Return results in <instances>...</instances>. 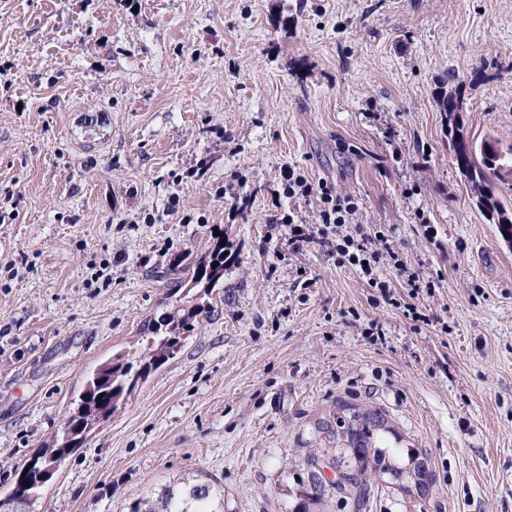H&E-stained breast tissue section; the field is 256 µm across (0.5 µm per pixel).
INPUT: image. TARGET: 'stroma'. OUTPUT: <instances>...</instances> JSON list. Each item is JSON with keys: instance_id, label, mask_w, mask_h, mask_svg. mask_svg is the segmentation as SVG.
<instances>
[{"instance_id": "stroma-1", "label": "stroma", "mask_w": 512, "mask_h": 512, "mask_svg": "<svg viewBox=\"0 0 512 512\" xmlns=\"http://www.w3.org/2000/svg\"><path fill=\"white\" fill-rule=\"evenodd\" d=\"M452 74L469 135L512 145V0H0V499L219 235L223 281L189 292L207 316L26 512H128L199 474L224 512H297L314 457L363 471L371 512H512V248L455 165ZM288 165L435 290L383 260L391 305L292 251L275 215L315 224L319 201L277 196ZM373 413L402 476L346 440Z\"/></svg>"}]
</instances>
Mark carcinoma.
<instances>
[{"label": "carcinoma", "instance_id": "cac0c4a2", "mask_svg": "<svg viewBox=\"0 0 512 512\" xmlns=\"http://www.w3.org/2000/svg\"><path fill=\"white\" fill-rule=\"evenodd\" d=\"M439 106L447 120L456 165L471 184L476 206L486 221L496 226L501 239L512 243V222H502L505 216L512 218V202L505 201L502 193V186L512 185V146L505 149L492 136L478 141L467 134L459 118L465 108L460 90L442 94ZM225 251L222 238L209 244L207 256L192 268L193 286L208 292L223 280L224 267L230 260L224 255ZM204 314L205 305L188 300L178 306L175 314L163 319L153 335L146 337L144 352L135 356L127 351L115 354L111 362L88 379L78 394L70 414L71 424L63 428L62 437L56 439L52 447L38 452L29 464L37 465L41 458L63 463L82 446L90 428L109 419L136 386L146 382L154 371L178 352L186 334L195 329V322ZM348 480V495L354 502L355 512H365L371 498L370 487L355 473ZM223 496L224 488L218 481L192 478L185 480L178 491L167 489L155 500L131 503L129 512H214L209 508L210 503Z\"/></svg>", "mask_w": 512, "mask_h": 512}]
</instances>
